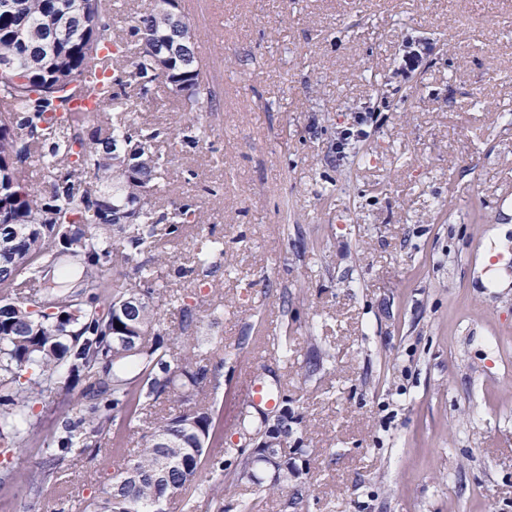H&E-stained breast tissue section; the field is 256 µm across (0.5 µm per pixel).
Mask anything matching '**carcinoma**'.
Returning a JSON list of instances; mask_svg holds the SVG:
<instances>
[{"mask_svg": "<svg viewBox=\"0 0 512 512\" xmlns=\"http://www.w3.org/2000/svg\"><path fill=\"white\" fill-rule=\"evenodd\" d=\"M127 21L126 37L112 39L106 15L110 0H0V63H13L16 80L0 77V442L20 452L30 440L31 407L66 397L82 387V404L63 413L41 441L44 461L25 472L9 470L0 484L20 480L32 490L58 480L80 457L95 458L112 440L124 444L123 426L174 395L187 408L163 417L147 430L140 449L111 478L101 495L83 502V512H165V503L192 491L190 508L224 512L226 449L218 443V410L197 400L199 389L221 376L205 361L206 346L184 337L176 356L161 333L154 302L178 306L182 331L199 320L190 305L161 282L149 256L198 223L194 204L157 209L154 191L164 161L154 142L163 132H145L128 119L122 88L141 89L159 76L188 92V111L212 103L188 19L172 16L168 0ZM130 59L132 70L114 73V54ZM79 95L108 100L117 112L89 128L90 112H74ZM132 155L118 172V147ZM47 181L30 183L33 162ZM145 201L138 224H123L118 212ZM75 255L77 278L69 290L31 294L45 283L59 259L57 247ZM145 256L138 261L136 257ZM224 263L216 239L198 253L195 266L178 276ZM112 272V277L105 276ZM137 300L134 339L141 348L125 355L112 335L120 306ZM45 300L54 312L31 311ZM264 455L240 454V473L254 483L265 456H276L282 429L262 421L256 429ZM214 478L198 482L201 467Z\"/></svg>", "mask_w": 512, "mask_h": 512, "instance_id": "1", "label": "carcinoma"}]
</instances>
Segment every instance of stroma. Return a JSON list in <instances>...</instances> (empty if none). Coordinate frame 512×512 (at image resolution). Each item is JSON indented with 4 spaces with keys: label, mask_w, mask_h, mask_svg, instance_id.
<instances>
[{
    "label": "stroma",
    "mask_w": 512,
    "mask_h": 512,
    "mask_svg": "<svg viewBox=\"0 0 512 512\" xmlns=\"http://www.w3.org/2000/svg\"><path fill=\"white\" fill-rule=\"evenodd\" d=\"M219 103L186 114L161 80L126 90L132 121L196 142L156 148L155 200L190 201L198 223L162 247L160 271L196 335L223 361L216 403L224 445L243 434L248 392L279 383L288 415L287 491L224 473V512H512V0H182ZM432 42L410 83L391 69L404 34ZM381 99L378 125L337 162L351 111ZM230 274L178 277L208 240ZM484 259L472 263L473 250ZM223 301L214 318L210 303ZM289 334L295 357L272 347ZM166 400L56 485L0 488V512H76L140 448ZM37 436L0 463L41 462L55 414L29 411Z\"/></svg>",
    "instance_id": "obj_1"
}]
</instances>
